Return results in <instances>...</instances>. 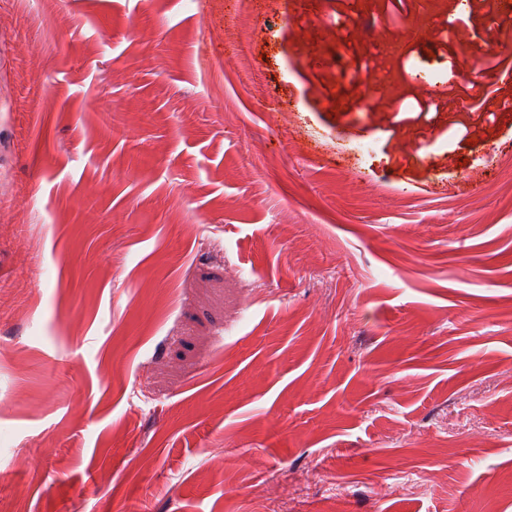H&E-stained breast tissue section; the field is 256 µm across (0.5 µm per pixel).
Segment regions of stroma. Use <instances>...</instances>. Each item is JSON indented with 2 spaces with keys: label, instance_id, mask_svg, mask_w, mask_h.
Masks as SVG:
<instances>
[{
  "label": "stroma",
  "instance_id": "35a3bbf8",
  "mask_svg": "<svg viewBox=\"0 0 512 512\" xmlns=\"http://www.w3.org/2000/svg\"><path fill=\"white\" fill-rule=\"evenodd\" d=\"M459 2L0 0V512H512V82L401 79L512 47Z\"/></svg>",
  "mask_w": 512,
  "mask_h": 512
}]
</instances>
